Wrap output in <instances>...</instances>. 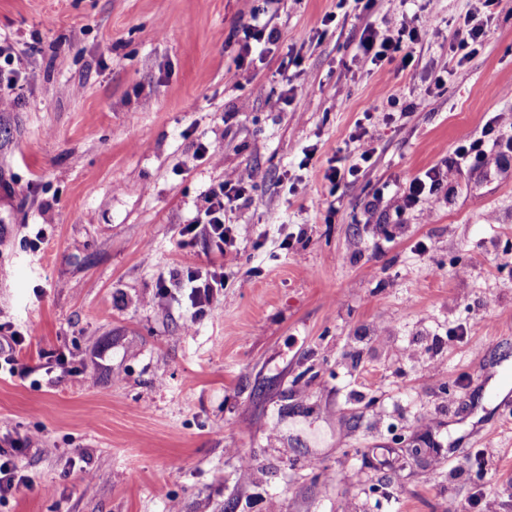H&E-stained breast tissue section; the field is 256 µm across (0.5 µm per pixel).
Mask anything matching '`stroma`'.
<instances>
[{
  "label": "stroma",
  "mask_w": 512,
  "mask_h": 512,
  "mask_svg": "<svg viewBox=\"0 0 512 512\" xmlns=\"http://www.w3.org/2000/svg\"><path fill=\"white\" fill-rule=\"evenodd\" d=\"M261 4L0 0L22 59L0 111V324L27 335L0 437L42 440L0 512H447L475 448L473 512H512V153L454 165L464 138L512 132V0L462 62L448 37L476 2L438 0L391 72L360 33L415 24L421 0H280L278 45L236 66ZM361 126L377 153L331 187ZM433 166L438 204L399 217L387 196L365 222L377 188ZM244 167L265 179L198 315L176 274L214 256L180 231Z\"/></svg>",
  "instance_id": "stroma-1"
}]
</instances>
